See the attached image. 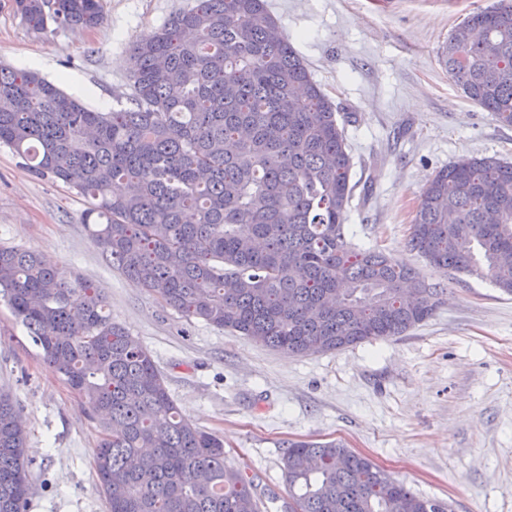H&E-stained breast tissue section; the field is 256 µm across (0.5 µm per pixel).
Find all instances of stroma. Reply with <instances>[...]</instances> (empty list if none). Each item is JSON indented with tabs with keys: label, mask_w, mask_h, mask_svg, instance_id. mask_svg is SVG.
Returning a JSON list of instances; mask_svg holds the SVG:
<instances>
[{
	"label": "stroma",
	"mask_w": 512,
	"mask_h": 512,
	"mask_svg": "<svg viewBox=\"0 0 512 512\" xmlns=\"http://www.w3.org/2000/svg\"><path fill=\"white\" fill-rule=\"evenodd\" d=\"M499 0H266L338 108L355 195L345 229L439 287L426 322L345 350L290 355L187 321L113 268L84 222L86 199L29 172L0 146V245L39 254L102 288L113 321L152 354L185 417L248 468L262 512H288L292 441H340L452 512H512V294L490 277L443 272L408 248L419 196L465 155L512 162V127L462 96L439 61L451 30ZM194 0H103L92 28L34 32L0 0V65L29 69L106 111L130 94V52ZM0 391L28 432L29 512H108L94 454L101 433L0 300Z\"/></svg>",
	"instance_id": "stroma-1"
}]
</instances>
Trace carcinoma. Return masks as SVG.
Masks as SVG:
<instances>
[{"instance_id": "obj_1", "label": "carcinoma", "mask_w": 512, "mask_h": 512, "mask_svg": "<svg viewBox=\"0 0 512 512\" xmlns=\"http://www.w3.org/2000/svg\"><path fill=\"white\" fill-rule=\"evenodd\" d=\"M32 30L102 23V0H16ZM463 95L512 125V3L470 14L440 52ZM129 105L107 112L0 66V146L90 201L83 221L128 278L188 321L292 355L404 335L435 309L414 268L347 240L352 157L331 100L266 0H195L131 50ZM410 248L512 293V163L437 171ZM421 292L418 304L401 289ZM0 300L99 418L109 512H261L254 477L179 412L150 351L105 298L0 246ZM27 431L0 393V512H27ZM288 512H423L425 497L342 443L288 444Z\"/></svg>"}]
</instances>
